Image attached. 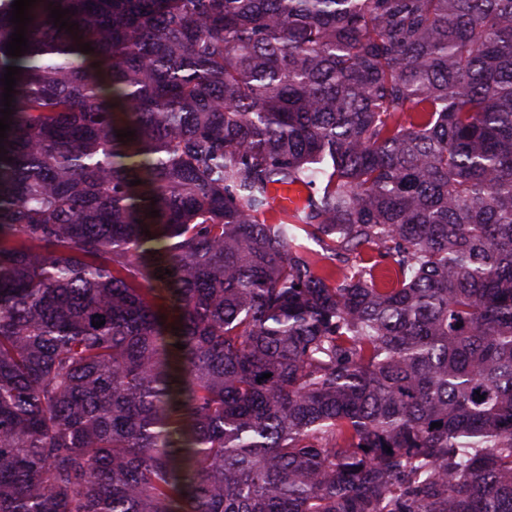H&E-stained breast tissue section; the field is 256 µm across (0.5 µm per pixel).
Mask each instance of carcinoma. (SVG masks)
Segmentation results:
<instances>
[{
    "instance_id": "cac0c4a2",
    "label": "carcinoma",
    "mask_w": 512,
    "mask_h": 512,
    "mask_svg": "<svg viewBox=\"0 0 512 512\" xmlns=\"http://www.w3.org/2000/svg\"><path fill=\"white\" fill-rule=\"evenodd\" d=\"M13 2L0 512H512V0ZM273 213L281 215L291 211L302 199L304 192L297 189L282 187L273 192Z\"/></svg>"
}]
</instances>
